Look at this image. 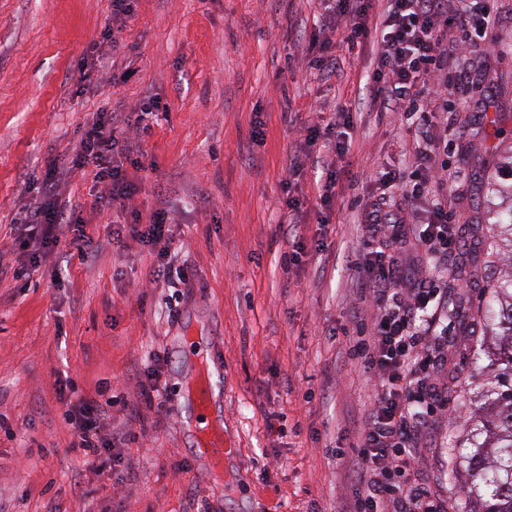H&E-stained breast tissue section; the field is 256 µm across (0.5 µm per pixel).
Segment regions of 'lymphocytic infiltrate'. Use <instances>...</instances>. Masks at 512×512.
<instances>
[{
	"label": "lymphocytic infiltrate",
	"instance_id": "1",
	"mask_svg": "<svg viewBox=\"0 0 512 512\" xmlns=\"http://www.w3.org/2000/svg\"><path fill=\"white\" fill-rule=\"evenodd\" d=\"M321 2L326 17H344L341 42L374 47L373 104L410 121L403 167L370 176L375 189L358 224L362 285L357 301L374 307L377 314L370 328L352 337L347 347L348 357L360 363L371 380V402L361 417L357 443L351 450L336 451L337 459L349 460L353 480L342 512H447L444 501L416 478L414 440L430 417L448 409V394L426 352L428 337L436 333L434 323L448 308V293L433 279L411 277L401 254L411 243L427 261L438 263L460 249V222L448 201V164L440 159L445 142L440 131L464 130L467 120L448 111V101L459 88L444 77L452 60L444 36L452 23L469 36H481L496 22L495 0H466L454 15L448 12V0H387L381 15L374 12L375 0ZM161 109L153 98L133 116L99 110L75 153L62 163L51 160L45 178L53 180L62 165L93 168L95 180L110 184L107 193L96 196V208L130 217L133 238L163 255L170 228L161 215L147 224L132 220L133 186L124 168L131 132L147 131V119ZM306 140L321 143L333 163L318 194L319 207L327 209L336 194L335 166L348 156L351 141L321 139L313 126ZM24 222L36 230L44 248L57 246L65 237L83 253L93 242L82 217L66 210L52 194H36ZM107 418L96 396L83 395L71 403L68 421L75 447L94 453L109 447L102 435Z\"/></svg>",
	"mask_w": 512,
	"mask_h": 512
}]
</instances>
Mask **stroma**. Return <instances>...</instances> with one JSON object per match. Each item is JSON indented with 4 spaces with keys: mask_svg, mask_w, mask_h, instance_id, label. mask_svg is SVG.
Instances as JSON below:
<instances>
[{
    "mask_svg": "<svg viewBox=\"0 0 512 512\" xmlns=\"http://www.w3.org/2000/svg\"><path fill=\"white\" fill-rule=\"evenodd\" d=\"M497 7L481 39L448 31L470 117L451 140L449 199L462 223L481 227L440 281L466 313L448 328L442 371L454 410L416 448L417 478L448 512L465 507L448 461L472 424L473 350L491 284L512 267V248L486 222L502 205L486 181L512 150V0ZM111 16L112 0H0V512H339L352 487L334 450L356 443L371 385L346 356L356 204L366 176L400 165L407 136L399 114L371 104L373 51L340 43L319 0H135L109 37ZM320 36L334 43V72L309 65ZM148 96L166 109L129 145L142 163L128 170L131 204L146 218L166 213L170 278L150 282L155 252L113 240L108 212L92 207L104 184L68 169L53 188L81 210L94 256L64 239L20 275L30 182L73 150L93 112H135ZM343 107L356 114L353 145L323 226L324 153L303 156L296 178L288 169L306 128ZM290 195L302 203L293 215ZM297 246L303 261L288 264ZM189 336L214 366L211 414L234 450L220 466L195 450ZM156 357L166 388L141 421L131 414L144 403L138 375ZM101 386L118 439L95 455L72 447L67 410Z\"/></svg>",
    "mask_w": 512,
    "mask_h": 512,
    "instance_id": "obj_1",
    "label": "stroma"
}]
</instances>
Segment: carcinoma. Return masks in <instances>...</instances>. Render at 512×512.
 I'll return each instance as SVG.
<instances>
[{"label":"carcinoma","mask_w":512,"mask_h":512,"mask_svg":"<svg viewBox=\"0 0 512 512\" xmlns=\"http://www.w3.org/2000/svg\"><path fill=\"white\" fill-rule=\"evenodd\" d=\"M504 177L488 183V192L512 199V155L501 165ZM487 326L498 339L487 365L475 358L491 381L476 379L482 403L472 412L481 439L458 448L455 473L463 479L467 512H512V268L497 278L487 300Z\"/></svg>","instance_id":"1"}]
</instances>
